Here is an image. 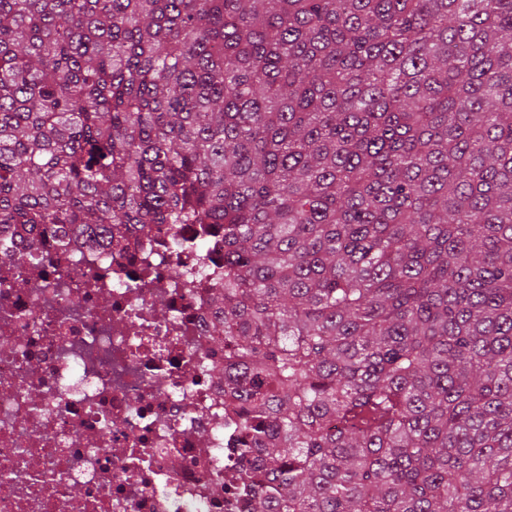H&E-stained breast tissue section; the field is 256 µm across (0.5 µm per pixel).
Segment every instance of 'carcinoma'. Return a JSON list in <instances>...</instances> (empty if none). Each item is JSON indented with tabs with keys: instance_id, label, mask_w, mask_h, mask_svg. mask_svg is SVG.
<instances>
[{
	"instance_id": "1",
	"label": "carcinoma",
	"mask_w": 512,
	"mask_h": 512,
	"mask_svg": "<svg viewBox=\"0 0 512 512\" xmlns=\"http://www.w3.org/2000/svg\"><path fill=\"white\" fill-rule=\"evenodd\" d=\"M175 224L260 512H512V0H0V227Z\"/></svg>"
}]
</instances>
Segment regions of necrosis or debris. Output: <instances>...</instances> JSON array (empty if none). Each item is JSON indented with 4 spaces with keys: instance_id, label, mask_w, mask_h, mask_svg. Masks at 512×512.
<instances>
[{
    "instance_id": "4bbe7bcc",
    "label": "necrosis or debris",
    "mask_w": 512,
    "mask_h": 512,
    "mask_svg": "<svg viewBox=\"0 0 512 512\" xmlns=\"http://www.w3.org/2000/svg\"><path fill=\"white\" fill-rule=\"evenodd\" d=\"M223 266L209 224L113 251L0 232V512H256L211 377Z\"/></svg>"
}]
</instances>
